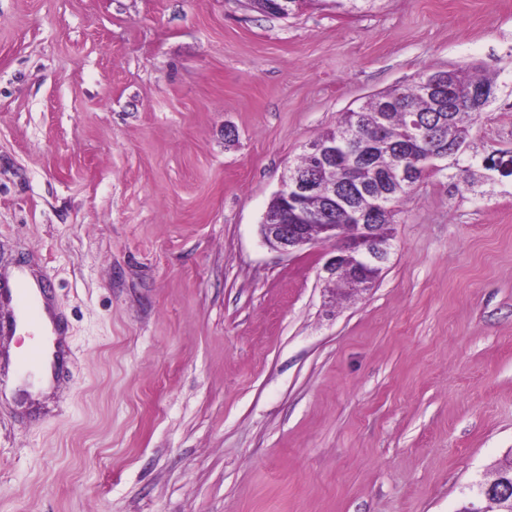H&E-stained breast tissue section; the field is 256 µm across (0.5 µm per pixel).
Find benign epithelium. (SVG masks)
Segmentation results:
<instances>
[{"instance_id":"benign-epithelium-1","label":"benign epithelium","mask_w":512,"mask_h":512,"mask_svg":"<svg viewBox=\"0 0 512 512\" xmlns=\"http://www.w3.org/2000/svg\"><path fill=\"white\" fill-rule=\"evenodd\" d=\"M423 89L434 96H442L448 86V76L426 72L420 77ZM311 165L285 174L275 196L282 200L301 201L318 195V176L314 171L336 160V141H313L307 147ZM376 213L349 210V224H334L329 209L318 212L297 210L285 223L262 224L259 227L264 242L273 250L290 254L318 242H331L333 248L321 268V279L326 283L349 277L357 291H367L375 283L377 270L388 262L392 243L383 241L373 224ZM498 477L485 480L478 487L484 502L474 512H490L485 503L495 499Z\"/></svg>"}]
</instances>
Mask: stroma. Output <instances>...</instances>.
Listing matches in <instances>:
<instances>
[{
    "instance_id": "stroma-1",
    "label": "stroma",
    "mask_w": 512,
    "mask_h": 512,
    "mask_svg": "<svg viewBox=\"0 0 512 512\" xmlns=\"http://www.w3.org/2000/svg\"><path fill=\"white\" fill-rule=\"evenodd\" d=\"M495 73L368 293L259 224L343 112ZM512 0H0V270L68 331L0 512H456L512 449ZM477 181L457 188L460 168Z\"/></svg>"
}]
</instances>
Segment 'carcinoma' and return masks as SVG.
Wrapping results in <instances>:
<instances>
[{
    "mask_svg": "<svg viewBox=\"0 0 512 512\" xmlns=\"http://www.w3.org/2000/svg\"><path fill=\"white\" fill-rule=\"evenodd\" d=\"M456 87L452 111L439 120L437 104L422 91L420 83L394 88L374 95L365 105L344 113L336 128L322 132L318 139H329L354 129L366 147L368 164L380 169L384 178L376 180L365 169H336V179L349 180L350 195L357 206L377 208L376 223L383 237L391 236L402 202L427 172L425 157L445 153L456 156L467 148L470 131L481 117L468 97L471 88L497 90L496 79L475 71L448 72ZM414 167L408 179L401 178L402 166Z\"/></svg>",
    "mask_w": 512,
    "mask_h": 512,
    "instance_id": "carcinoma-1",
    "label": "carcinoma"
}]
</instances>
